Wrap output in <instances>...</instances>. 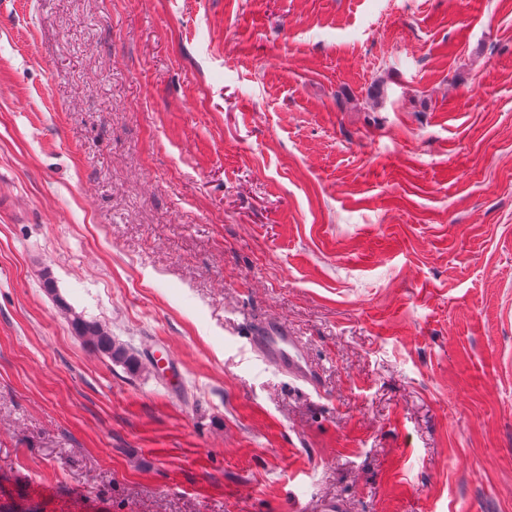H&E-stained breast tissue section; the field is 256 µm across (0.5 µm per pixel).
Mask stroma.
Instances as JSON below:
<instances>
[{
    "mask_svg": "<svg viewBox=\"0 0 512 512\" xmlns=\"http://www.w3.org/2000/svg\"><path fill=\"white\" fill-rule=\"evenodd\" d=\"M336 496L512 512V0H0V512ZM71 324L78 336L85 339L92 349L106 354L112 361L122 363L128 369H135L138 361L128 349L112 339L108 328L92 320H85L81 316L72 315ZM247 340L250 351L288 374L289 379L314 392L321 389L322 374L308 357L305 341L288 332L286 326L275 321L259 322L253 326Z\"/></svg>",
    "mask_w": 512,
    "mask_h": 512,
    "instance_id": "stroma-1",
    "label": "stroma"
}]
</instances>
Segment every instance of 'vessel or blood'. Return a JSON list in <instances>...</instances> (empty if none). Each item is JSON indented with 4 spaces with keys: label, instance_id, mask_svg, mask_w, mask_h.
<instances>
[{
    "label": "vessel or blood",
    "instance_id": "b4317fda",
    "mask_svg": "<svg viewBox=\"0 0 512 512\" xmlns=\"http://www.w3.org/2000/svg\"><path fill=\"white\" fill-rule=\"evenodd\" d=\"M248 346L264 362L286 373L289 379L311 390H320V369L308 357L303 338L289 332L286 326L275 321L257 323L249 333Z\"/></svg>",
    "mask_w": 512,
    "mask_h": 512
}]
</instances>
